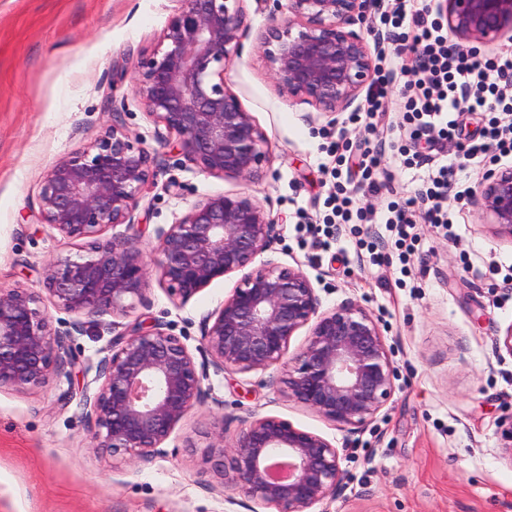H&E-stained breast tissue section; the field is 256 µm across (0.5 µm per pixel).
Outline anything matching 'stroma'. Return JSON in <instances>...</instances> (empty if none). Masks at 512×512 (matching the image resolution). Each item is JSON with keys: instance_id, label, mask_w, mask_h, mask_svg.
Returning a JSON list of instances; mask_svg holds the SVG:
<instances>
[{"instance_id": "obj_1", "label": "stroma", "mask_w": 512, "mask_h": 512, "mask_svg": "<svg viewBox=\"0 0 512 512\" xmlns=\"http://www.w3.org/2000/svg\"><path fill=\"white\" fill-rule=\"evenodd\" d=\"M181 7V0H0V287L42 292L48 263L85 248L40 222L41 184L62 157L102 134L118 110L133 139L157 157L133 229L140 248L151 252L157 228L198 199L250 196L275 224L262 260L301 267L323 308L352 299L378 319L397 371L394 392L352 435L282 396L277 381L285 366L213 374L204 405L176 427L163 455L122 461L94 451L81 404L109 344L90 325L74 337L70 377L0 392V512H249L219 485L214 468L223 456L215 442L233 437L243 418L265 415L346 451L344 489L313 512H512V457L503 451V432L512 425V356L495 349L512 325V239L468 206L456 215L453 237L417 220L411 255L385 243L378 266L360 257L361 242L376 239L375 225L348 224L324 235L327 201L347 175L332 145L358 144L364 130L345 111L307 123L309 104L279 94L259 43L273 0H244L248 35L241 57L224 69L225 86L266 135L270 158L262 174L240 180L177 166L133 76ZM118 69L124 79H115ZM431 154L432 161L412 168L384 155L391 189L372 193L355 182L347 189L358 206L381 212L425 185L433 166L455 150ZM238 280L217 279L177 305L153 274L144 301L102 321H168L194 351L205 316Z\"/></svg>"}]
</instances>
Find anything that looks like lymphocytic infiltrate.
Here are the masks:
<instances>
[{"label":"lymphocytic infiltrate","mask_w":512,"mask_h":512,"mask_svg":"<svg viewBox=\"0 0 512 512\" xmlns=\"http://www.w3.org/2000/svg\"><path fill=\"white\" fill-rule=\"evenodd\" d=\"M392 30L390 52L398 62L413 60L417 80L406 87L403 96L402 128L406 143L394 144L397 155L423 144L434 147L445 141L456 153L471 161L498 160L512 155V50L493 57L461 49L449 40L442 18L433 16L429 5L418 0H393L386 16ZM396 78L394 69L380 70L362 111L352 123L363 126L366 136L358 143L348 174L360 176L369 190L380 185L372 174L381 162L384 147L378 138V120L388 89ZM484 113L488 122L480 135L465 133L459 118L463 114ZM459 166L449 162L437 166L423 189L411 197L390 202L376 223L385 226L397 246L411 240L414 214L444 231H451L455 210L470 195L468 186L457 176Z\"/></svg>","instance_id":"obj_1"}]
</instances>
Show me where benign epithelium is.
<instances>
[{"mask_svg": "<svg viewBox=\"0 0 512 512\" xmlns=\"http://www.w3.org/2000/svg\"><path fill=\"white\" fill-rule=\"evenodd\" d=\"M242 0H183L158 46L135 67L136 93L146 113L165 128L160 143L184 163L222 178H254L266 162V138L239 97L224 86V68L239 57L247 33ZM376 0H286L260 36L264 60L279 92L308 103L321 116L349 108L371 80L374 60L363 32ZM439 12L463 49L486 46L512 33V0H440ZM155 156L135 145L112 113V125L89 146L63 157L44 176L39 215L88 250L51 263L44 290L75 316L53 329L42 297L0 290V390H19L66 376L75 366L69 342L84 329L81 317L124 315L148 287L147 260L133 239H100L109 225L132 229ZM471 207L512 238V167L486 171ZM152 263L169 297L185 304L213 281L242 273L224 303L203 321L201 361L159 321L112 337L98 363L95 391L84 409L94 447L114 457L150 461L178 424L207 396L209 371L250 373L288 364L279 391L324 420L357 433L394 392V365L378 321L347 300L321 309L300 267L265 261L274 224L260 203L219 193L191 204L178 220L157 229ZM308 329L306 343L289 344ZM224 486L279 512H309L342 491L339 448L321 435L276 415L250 416L228 443Z\"/></svg>", "mask_w": 512, "mask_h": 512, "instance_id": "7a95c632", "label": "benign epithelium"}]
</instances>
